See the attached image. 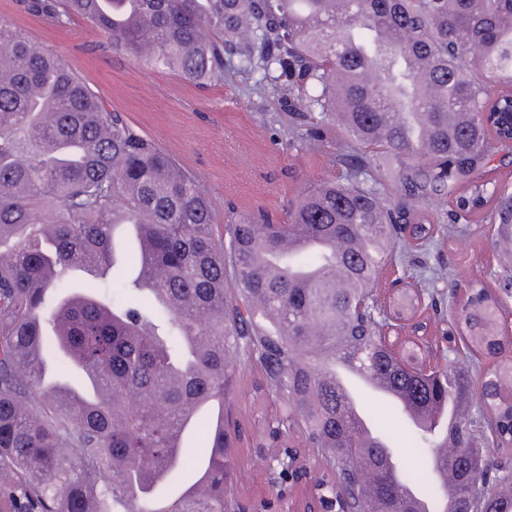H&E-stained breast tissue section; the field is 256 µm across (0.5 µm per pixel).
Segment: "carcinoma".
<instances>
[{
	"instance_id": "cac0c4a2",
	"label": "carcinoma",
	"mask_w": 512,
	"mask_h": 512,
	"mask_svg": "<svg viewBox=\"0 0 512 512\" xmlns=\"http://www.w3.org/2000/svg\"><path fill=\"white\" fill-rule=\"evenodd\" d=\"M64 28L75 17L121 51L201 85L224 72L288 103V148L338 141L337 172L300 189L284 218L220 214L200 181L110 110L56 52L0 22V474L22 512H225L241 428L224 406L255 367L279 402L285 448L330 471L324 492L348 512H472L512 497V458L489 476L484 453L512 450V359L474 391L498 342L499 306L483 280L459 300L451 264L384 304L456 312L445 347L391 338L359 312L408 240L435 245L422 206L448 198L450 224L498 225L512 239V190L484 178L512 132L481 114L490 87L512 93V0H19ZM388 169L404 199L379 189ZM95 271L78 290L71 272ZM443 281L446 289H438ZM53 357L78 383L36 389ZM353 358L426 410L458 407L439 435L414 429L420 465L395 482L370 465L328 368ZM199 432L197 479L158 494L184 465L185 423ZM348 449L345 459L336 451ZM454 458L451 484L435 471ZM426 470L428 477L421 476Z\"/></svg>"
}]
</instances>
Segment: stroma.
Segmentation results:
<instances>
[{"instance_id": "35a3bbf8", "label": "stroma", "mask_w": 512, "mask_h": 512, "mask_svg": "<svg viewBox=\"0 0 512 512\" xmlns=\"http://www.w3.org/2000/svg\"><path fill=\"white\" fill-rule=\"evenodd\" d=\"M0 20L60 53L141 135L192 170L218 206L233 204L241 215L260 209L280 213L301 185L328 166V155L288 149L283 137L287 106L260 95L242 78L228 76L223 84L197 87L176 71L98 50L101 37L83 19H74L68 29L55 28L17 11L15 0H0ZM443 253L453 259L461 279L484 276L493 287L505 288L504 300L512 305L494 225H458L448 233ZM359 404L375 429L388 434L404 456L413 455L411 430L382 397L363 392Z\"/></svg>"}]
</instances>
